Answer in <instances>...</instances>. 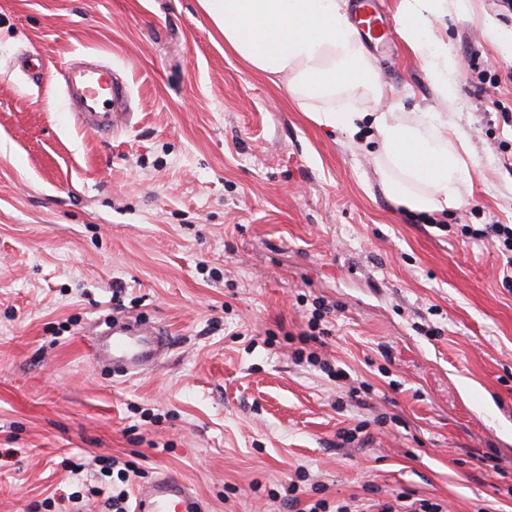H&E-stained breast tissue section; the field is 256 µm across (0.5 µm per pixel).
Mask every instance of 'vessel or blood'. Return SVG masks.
Returning a JSON list of instances; mask_svg holds the SVG:
<instances>
[{
	"mask_svg": "<svg viewBox=\"0 0 512 512\" xmlns=\"http://www.w3.org/2000/svg\"><path fill=\"white\" fill-rule=\"evenodd\" d=\"M355 21L372 39H386L387 25L371 0H360ZM62 88L75 120L88 132L107 135L124 123L126 115L117 106L126 88L114 80L111 64L93 56L72 59L62 73ZM90 347L95 358H108L138 373L157 361L166 338L157 331L110 328L91 337ZM135 512H201V505L183 481L165 473L138 492Z\"/></svg>",
	"mask_w": 512,
	"mask_h": 512,
	"instance_id": "vessel-or-blood-1",
	"label": "vessel or blood"
}]
</instances>
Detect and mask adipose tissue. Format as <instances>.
<instances>
[{"mask_svg":"<svg viewBox=\"0 0 512 512\" xmlns=\"http://www.w3.org/2000/svg\"><path fill=\"white\" fill-rule=\"evenodd\" d=\"M224 46L257 73L284 81L289 97L318 125L355 136L363 113L337 106L351 90L378 91L345 0H200ZM450 0H400L401 38L417 49L433 16ZM384 194L412 212L444 210L460 200L469 173L448 137V120L433 112L409 122L395 112L372 113Z\"/></svg>","mask_w":512,"mask_h":512,"instance_id":"obj_1","label":"adipose tissue"}]
</instances>
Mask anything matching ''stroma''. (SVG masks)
Masks as SVG:
<instances>
[{
  "label": "stroma",
  "mask_w": 512,
  "mask_h": 512,
  "mask_svg": "<svg viewBox=\"0 0 512 512\" xmlns=\"http://www.w3.org/2000/svg\"><path fill=\"white\" fill-rule=\"evenodd\" d=\"M500 29V0H460L420 50L365 46L383 96L356 93L358 111L444 112L465 140L460 204L427 214L385 196L372 143L226 49L199 0H0V512L73 493L75 512H112L111 458L129 492L167 470L202 512H512V283L461 233L512 224ZM436 44L457 63L449 100ZM84 51L128 84L108 137L64 107ZM321 304L336 314L304 342ZM109 315L155 324L161 362L97 363ZM430 63L433 82L440 94L448 99L453 95L454 90L450 77L454 68V61L448 57V47L435 46Z\"/></svg>",
  "instance_id": "stroma-1"
}]
</instances>
